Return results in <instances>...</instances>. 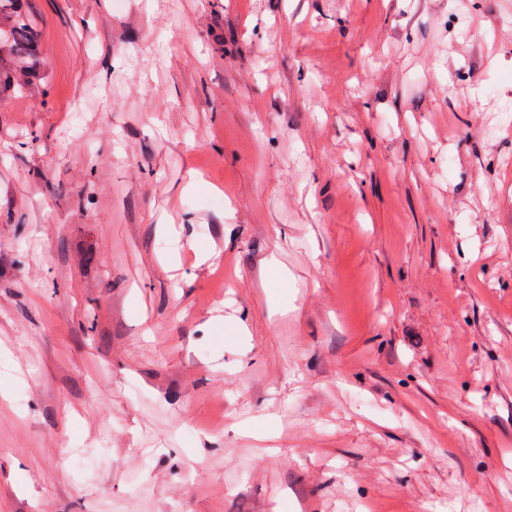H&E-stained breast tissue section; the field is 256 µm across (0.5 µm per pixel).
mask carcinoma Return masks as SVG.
Here are the masks:
<instances>
[{
	"label": "carcinoma",
	"instance_id": "cac0c4a2",
	"mask_svg": "<svg viewBox=\"0 0 512 512\" xmlns=\"http://www.w3.org/2000/svg\"><path fill=\"white\" fill-rule=\"evenodd\" d=\"M23 94L47 96L42 34L28 0H0V103Z\"/></svg>",
	"mask_w": 512,
	"mask_h": 512
}]
</instances>
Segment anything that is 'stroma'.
<instances>
[{
  "label": "stroma",
  "mask_w": 512,
  "mask_h": 512,
  "mask_svg": "<svg viewBox=\"0 0 512 512\" xmlns=\"http://www.w3.org/2000/svg\"><path fill=\"white\" fill-rule=\"evenodd\" d=\"M29 7L0 512H512V0Z\"/></svg>",
  "instance_id": "obj_1"
}]
</instances>
